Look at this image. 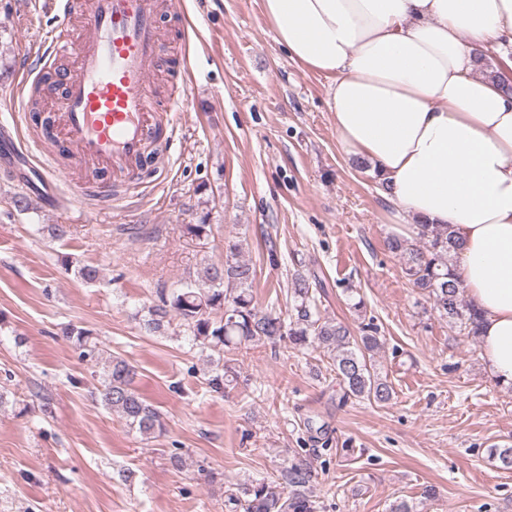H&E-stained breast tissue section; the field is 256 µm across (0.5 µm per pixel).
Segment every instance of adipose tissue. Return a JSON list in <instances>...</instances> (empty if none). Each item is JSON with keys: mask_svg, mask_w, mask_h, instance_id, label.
Returning a JSON list of instances; mask_svg holds the SVG:
<instances>
[{"mask_svg": "<svg viewBox=\"0 0 512 512\" xmlns=\"http://www.w3.org/2000/svg\"><path fill=\"white\" fill-rule=\"evenodd\" d=\"M290 57L329 77L337 139L366 159L394 224H444L482 315L483 364L512 388V0H262Z\"/></svg>", "mask_w": 512, "mask_h": 512, "instance_id": "obj_1", "label": "adipose tissue"}]
</instances>
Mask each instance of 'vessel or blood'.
<instances>
[{"label": "vessel or blood", "mask_w": 512, "mask_h": 512, "mask_svg": "<svg viewBox=\"0 0 512 512\" xmlns=\"http://www.w3.org/2000/svg\"><path fill=\"white\" fill-rule=\"evenodd\" d=\"M157 0H85L80 25L60 19L23 69L24 80L72 63L48 105L49 138L74 166L119 188L149 148L173 140L175 102L159 104L148 80L158 64Z\"/></svg>", "instance_id": "vessel-or-blood-1"}]
</instances>
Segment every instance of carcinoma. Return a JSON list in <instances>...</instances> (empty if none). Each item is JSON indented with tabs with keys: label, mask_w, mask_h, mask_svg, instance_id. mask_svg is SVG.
Masks as SVG:
<instances>
[{
	"label": "carcinoma",
	"mask_w": 512,
	"mask_h": 512,
	"mask_svg": "<svg viewBox=\"0 0 512 512\" xmlns=\"http://www.w3.org/2000/svg\"><path fill=\"white\" fill-rule=\"evenodd\" d=\"M418 238V243L412 244L391 237L388 247L401 255L409 281L428 293L440 316L460 324L461 330L469 334H478L480 314L464 300L462 281L450 263L451 255L460 250V242L443 225H418ZM239 256L240 245L234 244L224 263L204 267L202 284L187 281L162 294L160 304L149 307L141 329L151 335L161 334L177 318L190 331L194 343L218 354L284 337L294 345L314 344L334 352V370L344 384L345 396L370 403L391 400L392 387L376 370L375 355L380 348L379 337L375 336L377 327L365 324L361 326L362 335L355 338L340 322L313 318L314 298L302 277L292 282L295 306L290 322L276 312L260 310L249 292L254 271ZM61 336L101 368L97 393L107 409L147 439L162 432L158 410L134 386L133 366L105 350L93 332L83 326L68 324L61 329ZM227 503L230 512H314L309 496H290L273 480L239 485L228 494Z\"/></svg>",
	"instance_id": "obj_1"
}]
</instances>
